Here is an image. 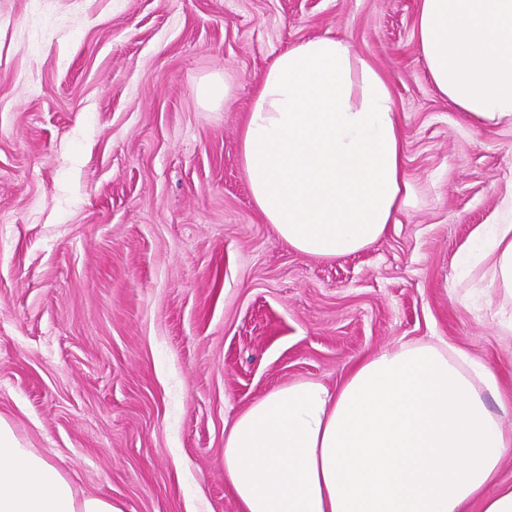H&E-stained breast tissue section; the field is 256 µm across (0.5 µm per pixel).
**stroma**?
<instances>
[{"label": "stroma", "instance_id": "obj_1", "mask_svg": "<svg viewBox=\"0 0 512 512\" xmlns=\"http://www.w3.org/2000/svg\"><path fill=\"white\" fill-rule=\"evenodd\" d=\"M420 0H0V419L77 496L123 512H239L224 422L298 381L444 340L499 379L512 300L465 266L512 190V126L434 86ZM326 34L382 72L414 188L364 250L288 248L239 156L282 52ZM218 77L225 100L206 104Z\"/></svg>", "mask_w": 512, "mask_h": 512}]
</instances>
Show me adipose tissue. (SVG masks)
I'll list each match as a JSON object with an SVG mask.
<instances>
[{
  "mask_svg": "<svg viewBox=\"0 0 512 512\" xmlns=\"http://www.w3.org/2000/svg\"><path fill=\"white\" fill-rule=\"evenodd\" d=\"M421 55L477 123L512 124V0H421ZM252 198L288 247L336 257L398 223L410 195L383 75L341 38H311L264 74L240 138ZM474 246L512 296V219ZM495 374L460 349L400 345L334 389H273L224 426V478L241 512H512L500 469L512 427L481 395ZM0 512H123L76 497L0 419Z\"/></svg>",
  "mask_w": 512,
  "mask_h": 512,
  "instance_id": "obj_1",
  "label": "adipose tissue"
}]
</instances>
